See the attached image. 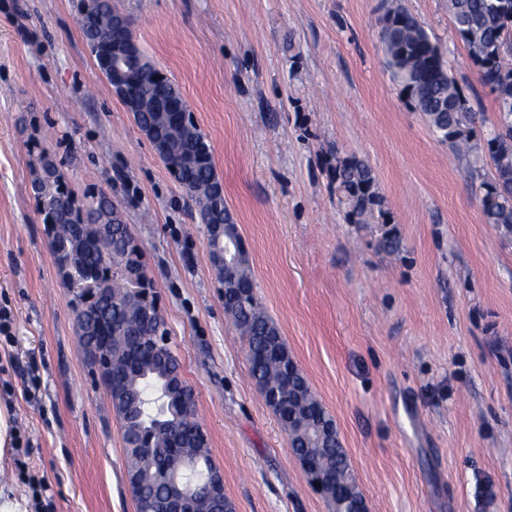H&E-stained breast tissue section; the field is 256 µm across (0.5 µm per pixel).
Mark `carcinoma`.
<instances>
[{
    "mask_svg": "<svg viewBox=\"0 0 512 512\" xmlns=\"http://www.w3.org/2000/svg\"><path fill=\"white\" fill-rule=\"evenodd\" d=\"M83 9L78 26L100 70L112 51V39L131 34L124 25L112 32V0H93ZM455 35L465 44L481 80L495 97L494 134L480 145L473 142L477 124L483 121L463 90L449 76V65L438 45L417 19L391 0L380 30L387 66L410 104L422 112L434 135L458 151L468 167L489 158L495 169L492 182L479 185V200L486 222L512 230V0H448ZM148 70L139 84L141 96L183 99L170 79L155 81ZM165 133L179 144L168 162L176 164L190 154L189 181L183 185L197 206L201 223H213L215 213L233 216L203 191L214 180L212 147H197L206 140L195 122L166 127ZM332 182L347 207L352 224H372L386 219L383 198L371 166L356 154L336 156ZM31 190L37 201L44 231L58 275L69 294L86 301L73 308L75 327L83 335L81 316L98 310L104 319L101 335L112 348V377L106 383L119 418L126 450V469L138 475L139 486L131 488L136 512H160L177 486L179 475L190 484L203 479L213 466L207 448H173L169 429L180 423L184 405L165 395L167 375L180 369L172 348L155 353L148 347L149 335L158 320L149 315V304L136 298L131 283L113 274L129 263L139 264L144 252L130 245V226L118 213V204L104 191H90L81 205L72 204L73 194L64 172L54 158L43 153L32 171ZM218 279L232 296L224 311L245 337L252 379L267 406L283 428L295 413L300 416L309 449L295 444L296 455L306 456L324 482L323 495L342 502L349 494L362 498L346 451L338 435L319 436L324 427H334V418L312 391L276 324L265 314L254 294L251 266L241 262L216 270Z\"/></svg>",
    "mask_w": 512,
    "mask_h": 512,
    "instance_id": "obj_1",
    "label": "carcinoma"
}]
</instances>
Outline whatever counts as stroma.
Wrapping results in <instances>:
<instances>
[{"label": "stroma", "mask_w": 512, "mask_h": 512, "mask_svg": "<svg viewBox=\"0 0 512 512\" xmlns=\"http://www.w3.org/2000/svg\"><path fill=\"white\" fill-rule=\"evenodd\" d=\"M86 0H0V485L37 512H135L121 423L92 382L30 189L41 151L110 194L147 253L235 512H333L250 376L205 227L82 40ZM213 147L255 293L335 419L367 512H512V231L392 80L388 0H113ZM493 130L448 0H401ZM371 166L388 221L352 224L337 156ZM395 235L397 250L384 247Z\"/></svg>", "instance_id": "obj_1"}]
</instances>
